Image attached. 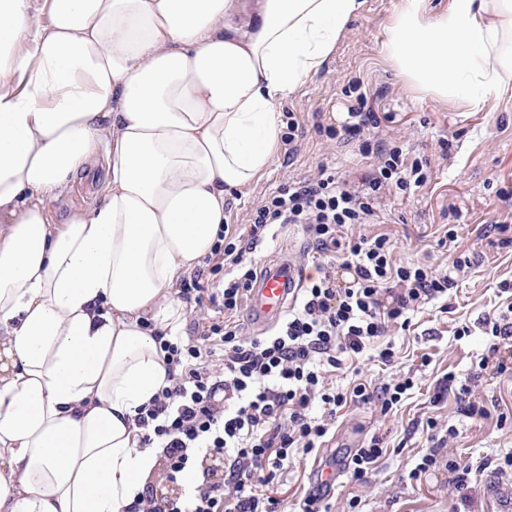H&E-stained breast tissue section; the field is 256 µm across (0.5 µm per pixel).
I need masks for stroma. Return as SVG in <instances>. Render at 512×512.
I'll use <instances>...</instances> for the list:
<instances>
[{
	"label": "stroma",
	"instance_id": "35a3bbf8",
	"mask_svg": "<svg viewBox=\"0 0 512 512\" xmlns=\"http://www.w3.org/2000/svg\"><path fill=\"white\" fill-rule=\"evenodd\" d=\"M401 2L365 0L325 66L279 108L299 124L295 151L278 153L252 183L226 196L225 214L229 224L244 226L262 198L322 169L355 184L368 177L372 161L362 154L358 140L339 144L324 133L341 121L356 92L363 95L366 111L379 116L378 132L390 145L401 147L408 158L426 160L425 183L408 195L395 188L383 193L375 203L373 223L362 231L389 234L400 264L421 262L444 272L456 251L473 252L476 264L449 289L447 301L426 304L409 327L391 329L394 365L364 357L333 373L332 383L339 388L357 378L380 384L407 373L416 384L388 415L363 404L337 411L330 443L350 440L358 445L376 435L386 453L367 482L343 475L326 503L330 512H501L499 501L512 498V471L496 469L512 455V370L475 383L468 377L493 343L481 325L483 318L512 307V293L500 288L501 283L512 284V247L499 246L497 235L486 232L490 224L512 225V90L479 112L415 92L383 50L384 29ZM105 168V162H98L83 181L59 190L50 209L53 223H66L75 210L100 200ZM450 229L457 239L448 243L444 237ZM315 254L301 225L278 224L256 247L253 259L262 267L289 256L313 277ZM464 326L469 335H460ZM451 371L459 382L470 383L473 398L490 410L489 418L459 414L453 394L441 389ZM501 414L506 424L498 423ZM429 418L458 431L444 455L463 465L488 464L470 474L467 500H460L444 468L432 469L418 481L409 477L427 451L422 425ZM318 458L315 452L295 456L278 472L274 489L290 512L311 491Z\"/></svg>",
	"mask_w": 512,
	"mask_h": 512
}]
</instances>
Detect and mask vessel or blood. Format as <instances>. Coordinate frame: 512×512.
I'll list each match as a JSON object with an SVG mask.
<instances>
[{"label": "vessel or blood", "mask_w": 512, "mask_h": 512, "mask_svg": "<svg viewBox=\"0 0 512 512\" xmlns=\"http://www.w3.org/2000/svg\"><path fill=\"white\" fill-rule=\"evenodd\" d=\"M303 285L304 273L295 261L282 258L266 264L255 287L249 291L251 325L265 328L280 319ZM349 461V455L343 454L322 467L317 486L323 493H330L335 488Z\"/></svg>", "instance_id": "b4317fda"}]
</instances>
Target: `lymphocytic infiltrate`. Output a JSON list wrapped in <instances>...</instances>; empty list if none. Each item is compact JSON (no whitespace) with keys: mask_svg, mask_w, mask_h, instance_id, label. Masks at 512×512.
I'll return each mask as SVG.
<instances>
[{"mask_svg":"<svg viewBox=\"0 0 512 512\" xmlns=\"http://www.w3.org/2000/svg\"><path fill=\"white\" fill-rule=\"evenodd\" d=\"M374 169L362 184L335 176L295 182L252 212L246 233L223 231L210 258L228 267L221 291L224 322L198 326L189 343L160 339L167 369L163 387L134 417L140 445L157 451V468L177 485L205 461H227L226 476L184 493L158 496L147 484L125 512H286L272 490L296 452L321 448L336 410L348 403H377L388 413L414 385L404 376L372 386H330L328 377L346 359L361 355L389 328L409 323L421 306L447 296L455 279L474 264L460 254L447 273L423 264L400 265L384 234L358 233L381 191L422 186L421 160L375 144ZM303 225L319 253L330 255L320 278L308 281L287 316L267 336L247 337L236 316L257 278L250 254L270 226ZM426 429L432 446L412 477L444 465L459 497H466L471 466L442 459L455 427Z\"/></svg>","mask_w":512,"mask_h":512,"instance_id":"lymphocytic-infiltrate-1","label":"lymphocytic infiltrate"}]
</instances>
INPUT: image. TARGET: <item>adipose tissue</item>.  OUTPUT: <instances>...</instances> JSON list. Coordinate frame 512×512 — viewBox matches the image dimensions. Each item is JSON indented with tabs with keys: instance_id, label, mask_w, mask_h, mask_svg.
Instances as JSON below:
<instances>
[{
	"instance_id": "obj_1",
	"label": "adipose tissue",
	"mask_w": 512,
	"mask_h": 512,
	"mask_svg": "<svg viewBox=\"0 0 512 512\" xmlns=\"http://www.w3.org/2000/svg\"><path fill=\"white\" fill-rule=\"evenodd\" d=\"M363 4L45 0L44 26L0 0V512H124L142 489L175 288ZM383 47L419 94L481 110L512 85V0H403ZM101 153V202L50 223Z\"/></svg>"
}]
</instances>
